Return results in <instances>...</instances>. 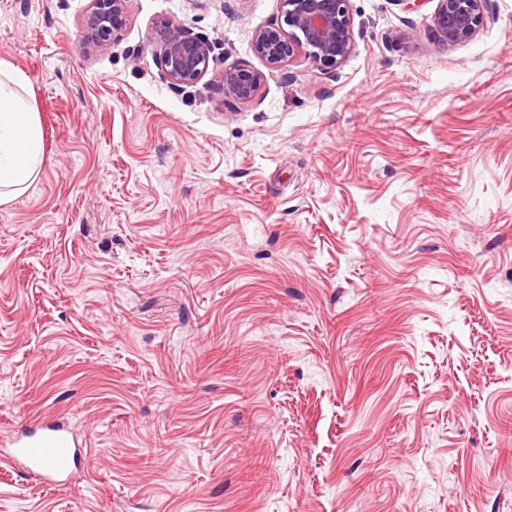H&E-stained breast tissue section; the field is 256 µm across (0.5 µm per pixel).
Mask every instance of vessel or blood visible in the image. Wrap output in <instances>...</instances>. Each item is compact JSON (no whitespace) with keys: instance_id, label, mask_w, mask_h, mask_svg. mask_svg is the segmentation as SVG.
<instances>
[{"instance_id":"b4317fda","label":"vessel or blood","mask_w":512,"mask_h":512,"mask_svg":"<svg viewBox=\"0 0 512 512\" xmlns=\"http://www.w3.org/2000/svg\"><path fill=\"white\" fill-rule=\"evenodd\" d=\"M75 441L64 425L32 422L13 436L0 460L20 465L46 484H66L75 461Z\"/></svg>"}]
</instances>
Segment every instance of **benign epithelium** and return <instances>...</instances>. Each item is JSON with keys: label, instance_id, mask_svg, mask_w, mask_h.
Here are the masks:
<instances>
[{"label": "benign epithelium", "instance_id": "benign-epithelium-1", "mask_svg": "<svg viewBox=\"0 0 512 512\" xmlns=\"http://www.w3.org/2000/svg\"><path fill=\"white\" fill-rule=\"evenodd\" d=\"M127 0H90L85 20L86 48L94 51L117 36L125 23ZM283 23L257 31L255 55L270 66H280L303 53L315 63L332 67L352 51L349 0H282ZM494 21L487 0H438L433 25L442 46L471 40L481 27ZM155 43L170 83L191 85L209 70L214 44L182 26L165 22L156 29ZM264 81L263 72L248 68L224 70V96L252 100Z\"/></svg>", "mask_w": 512, "mask_h": 512}]
</instances>
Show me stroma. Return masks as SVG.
<instances>
[{
	"label": "stroma",
	"mask_w": 512,
	"mask_h": 512,
	"mask_svg": "<svg viewBox=\"0 0 512 512\" xmlns=\"http://www.w3.org/2000/svg\"><path fill=\"white\" fill-rule=\"evenodd\" d=\"M350 0L353 49L266 66L282 0H0L43 129L0 205V436L61 420L67 487L0 512H512V0ZM215 45L170 84L147 39ZM231 66L264 72L225 97ZM85 20L84 41L89 51L97 50L117 36L125 23L127 0H90ZM488 0H438L433 25L441 46L471 40L481 27L494 22L487 10ZM264 81L260 70L248 68L225 69L220 84L225 97L238 101L252 100Z\"/></svg>",
	"instance_id": "obj_1"
}]
</instances>
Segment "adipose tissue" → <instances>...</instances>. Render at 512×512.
Here are the masks:
<instances>
[{
  "mask_svg": "<svg viewBox=\"0 0 512 512\" xmlns=\"http://www.w3.org/2000/svg\"><path fill=\"white\" fill-rule=\"evenodd\" d=\"M25 75L0 63V204L24 193L41 169L42 129Z\"/></svg>",
  "mask_w": 512,
  "mask_h": 512,
  "instance_id": "adipose-tissue-1",
  "label": "adipose tissue"
}]
</instances>
